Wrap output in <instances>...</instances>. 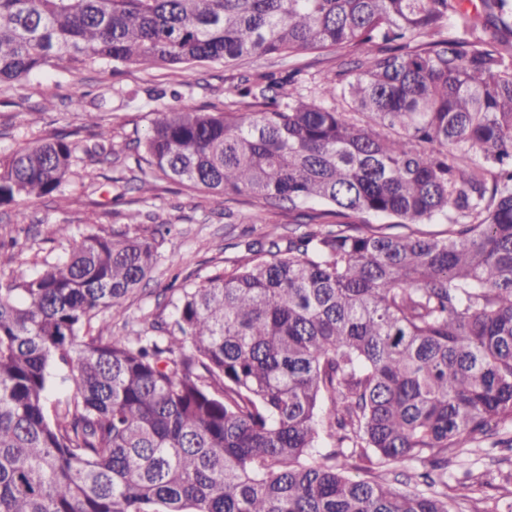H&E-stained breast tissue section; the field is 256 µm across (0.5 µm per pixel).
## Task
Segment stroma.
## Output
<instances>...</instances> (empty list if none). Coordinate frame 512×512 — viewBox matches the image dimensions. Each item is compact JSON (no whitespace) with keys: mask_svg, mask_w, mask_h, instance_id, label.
<instances>
[{"mask_svg":"<svg viewBox=\"0 0 512 512\" xmlns=\"http://www.w3.org/2000/svg\"><path fill=\"white\" fill-rule=\"evenodd\" d=\"M342 60L339 52L309 50L245 58L231 66L204 63L188 71L165 64L140 69L96 62L76 70L49 66L21 82L0 85V158L57 135L92 141L94 130L85 118L89 112L100 113L111 129L113 150L111 164L79 167L63 195L0 206V240H15L23 269L41 271L64 255V243L48 239V225L103 230L118 238L130 229L129 214L138 213L142 228L162 230L158 265L126 299V320L107 319L102 326L105 334L121 337L172 322V302L181 289L232 269L246 244L264 240L268 230L287 236L293 218L287 210L264 208L245 197L227 201L161 178L153 194L139 191L136 143L147 131L153 110L223 109L233 99L231 88L238 78L262 72L294 74L289 93L307 96ZM77 89L84 94L78 109L70 103ZM256 213L262 214L263 223H250ZM467 471L482 477L480 490L459 485ZM511 475V450L485 443L463 455L448 452L449 493L456 496L460 512H483L486 503L512 500L506 484Z\"/></svg>","mask_w":512,"mask_h":512,"instance_id":"35a3bbf8","label":"stroma"}]
</instances>
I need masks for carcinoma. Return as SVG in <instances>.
Listing matches in <instances>:
<instances>
[{
    "label": "carcinoma",
    "instance_id": "1",
    "mask_svg": "<svg viewBox=\"0 0 512 512\" xmlns=\"http://www.w3.org/2000/svg\"><path fill=\"white\" fill-rule=\"evenodd\" d=\"M328 49L352 67L315 99L260 75L222 111L153 112L150 167L309 227L182 289L177 330L93 327L154 236L51 224L65 260L0 280V512H454L448 449H512V0H0V84ZM86 116L92 143L0 163V205L111 162ZM416 224L447 235L387 232Z\"/></svg>",
    "mask_w": 512,
    "mask_h": 512
}]
</instances>
